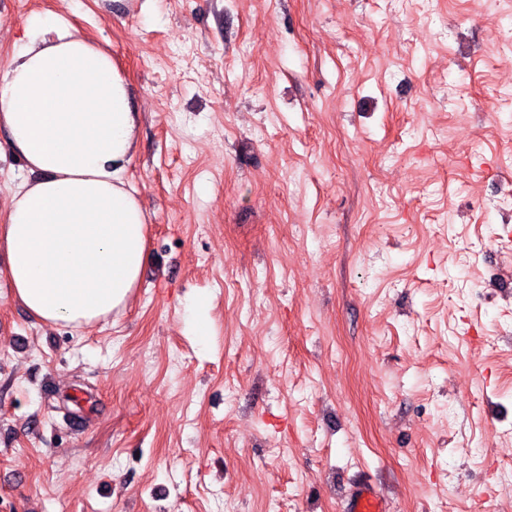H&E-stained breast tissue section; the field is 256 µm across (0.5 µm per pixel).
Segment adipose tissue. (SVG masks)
Wrapping results in <instances>:
<instances>
[{"label":"adipose tissue","instance_id":"obj_1","mask_svg":"<svg viewBox=\"0 0 512 512\" xmlns=\"http://www.w3.org/2000/svg\"><path fill=\"white\" fill-rule=\"evenodd\" d=\"M137 114L109 52L68 14L31 15L0 69V127L28 175L0 212L14 298L40 321L82 328L128 308L148 218L127 179Z\"/></svg>","mask_w":512,"mask_h":512}]
</instances>
